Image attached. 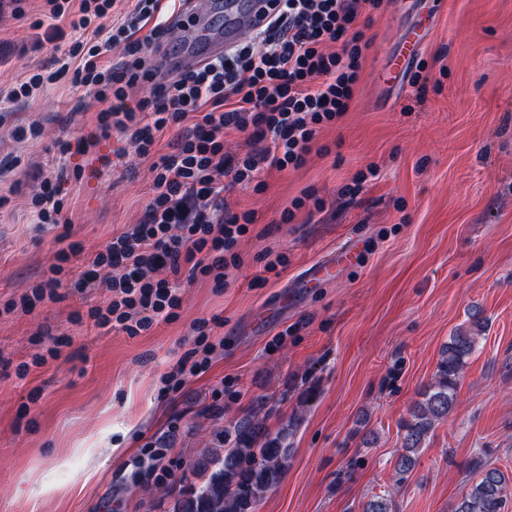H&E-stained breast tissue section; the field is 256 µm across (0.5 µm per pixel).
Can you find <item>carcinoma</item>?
<instances>
[{"mask_svg":"<svg viewBox=\"0 0 512 512\" xmlns=\"http://www.w3.org/2000/svg\"><path fill=\"white\" fill-rule=\"evenodd\" d=\"M483 325L472 317L471 328L460 330L443 347L433 381L401 422L402 453L396 470H411L415 455L425 447L428 435L451 414L457 403L461 374L477 344ZM267 402L259 401L253 411L224 430V454L211 460L214 469L195 488L178 494L173 512H256L265 495L288 471L290 439L298 418L292 417L277 432L268 431L259 417ZM475 477L463 493L454 512H508L512 487L496 467L473 459ZM363 512H395L391 494L372 497Z\"/></svg>","mask_w":512,"mask_h":512,"instance_id":"obj_1","label":"carcinoma"}]
</instances>
